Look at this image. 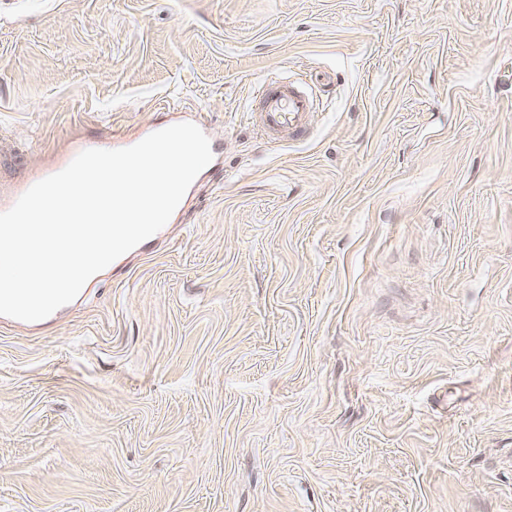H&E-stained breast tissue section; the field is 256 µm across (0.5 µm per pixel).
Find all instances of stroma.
Returning <instances> with one entry per match:
<instances>
[{"label":"stroma","instance_id":"35a3bbf8","mask_svg":"<svg viewBox=\"0 0 512 512\" xmlns=\"http://www.w3.org/2000/svg\"><path fill=\"white\" fill-rule=\"evenodd\" d=\"M181 112L166 236L0 317V512H512V0H0V197ZM260 110L256 125L268 139L283 134L296 138L307 132L312 107L309 95L297 84L265 80L257 90ZM90 148H98V145L96 143H94V142H85V141L77 142L73 146V148L69 151V153L66 155V157L62 161L57 163L46 174L41 175V176H37V177H33L31 179L26 180L25 182H23L18 187V189L14 192L12 197L7 202L0 201V212H4V211L8 210L9 208H11L12 205L16 202V200L27 189H29L33 184H35L39 180H41V179H43V178H45V177H47L49 175H52V174H55V173L61 171L62 169H64L75 158V156L78 153H80L81 151H83L85 149H90Z\"/></svg>","mask_w":512,"mask_h":512}]
</instances>
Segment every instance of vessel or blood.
Listing matches in <instances>:
<instances>
[{
    "label": "vessel or blood",
    "instance_id": "1",
    "mask_svg": "<svg viewBox=\"0 0 512 512\" xmlns=\"http://www.w3.org/2000/svg\"><path fill=\"white\" fill-rule=\"evenodd\" d=\"M260 110L256 124L267 138H295L307 131L312 107L309 95L297 84L267 80L257 90Z\"/></svg>",
    "mask_w": 512,
    "mask_h": 512
}]
</instances>
